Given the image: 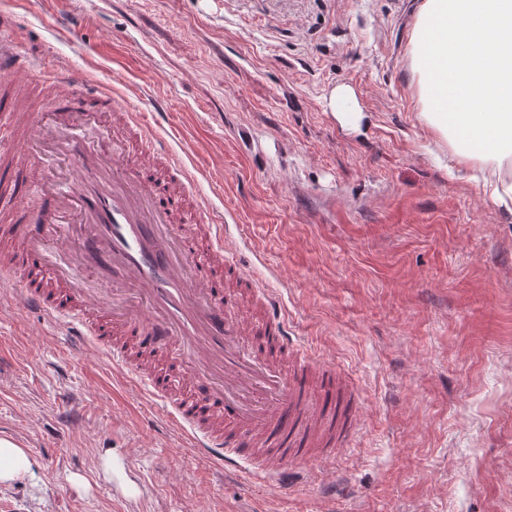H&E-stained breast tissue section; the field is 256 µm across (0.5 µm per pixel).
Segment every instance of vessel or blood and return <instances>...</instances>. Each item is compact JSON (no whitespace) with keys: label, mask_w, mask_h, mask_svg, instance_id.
Wrapping results in <instances>:
<instances>
[{"label":"vessel or blood","mask_w":512,"mask_h":512,"mask_svg":"<svg viewBox=\"0 0 512 512\" xmlns=\"http://www.w3.org/2000/svg\"><path fill=\"white\" fill-rule=\"evenodd\" d=\"M0 70L20 81L0 147L28 128L37 139L34 155L0 162V238L23 241L0 261L16 309L62 322L76 347L106 351L115 376L166 403V425L186 447L249 485L297 469L311 436L329 454L346 446L359 404L344 396L338 411L325 407L342 371L289 342L284 312L250 276L223 218L208 215L198 237L174 233L189 207L207 205H188L191 173L159 147L146 113L117 108L107 77L68 70L53 73L51 96L30 97L42 73L1 46ZM105 118L104 137L83 136ZM59 159L72 175L46 180V163ZM64 229L77 246L61 255L49 241ZM228 273L262 308L265 346L245 344L225 308ZM93 280L111 286L98 292Z\"/></svg>","instance_id":"b4317fda"}]
</instances>
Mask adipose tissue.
<instances>
[{
	"label": "adipose tissue",
	"mask_w": 512,
	"mask_h": 512,
	"mask_svg": "<svg viewBox=\"0 0 512 512\" xmlns=\"http://www.w3.org/2000/svg\"><path fill=\"white\" fill-rule=\"evenodd\" d=\"M418 119L454 165L484 176L512 213V0H422L409 45ZM27 449L0 437V486L31 475Z\"/></svg>",
	"instance_id": "1"
}]
</instances>
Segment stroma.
<instances>
[{
  "mask_svg": "<svg viewBox=\"0 0 512 512\" xmlns=\"http://www.w3.org/2000/svg\"><path fill=\"white\" fill-rule=\"evenodd\" d=\"M420 3L0 0L25 60L113 72L120 106L157 102L159 144L227 217L290 340L364 405L350 447L279 496L193 456L107 358L0 300V437L34 460L0 512H512V214L417 119ZM342 83L356 131L325 106ZM108 452L136 499L100 473Z\"/></svg>",
  "mask_w": 512,
  "mask_h": 512,
  "instance_id": "1",
  "label": "stroma"
}]
</instances>
